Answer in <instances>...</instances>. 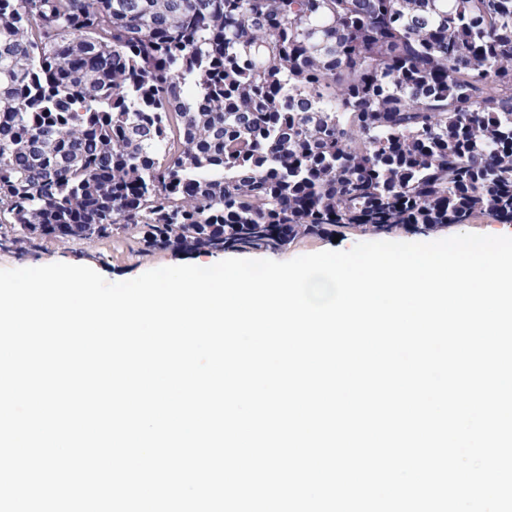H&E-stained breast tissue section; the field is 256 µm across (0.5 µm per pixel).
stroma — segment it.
I'll return each mask as SVG.
<instances>
[{
  "label": "stroma",
  "instance_id": "1",
  "mask_svg": "<svg viewBox=\"0 0 512 512\" xmlns=\"http://www.w3.org/2000/svg\"><path fill=\"white\" fill-rule=\"evenodd\" d=\"M462 233L512 236V223L505 224L491 215L478 214L472 216L466 223L451 224L423 237L408 231L397 233L396 238L402 242H415L421 238L432 242ZM364 240L363 234L351 229H343L340 230L338 237L304 238L269 256L275 261H287L301 255L324 250L345 251ZM225 258L226 255L222 252L190 253L172 249L142 254L138 252L133 241L125 237L91 245L63 241L50 243L35 239L16 247L0 248V269L25 268L32 262L42 265L63 262L90 267L106 281L116 283L136 278L148 270L159 267L195 265L205 260L217 263Z\"/></svg>",
  "mask_w": 512,
  "mask_h": 512
}]
</instances>
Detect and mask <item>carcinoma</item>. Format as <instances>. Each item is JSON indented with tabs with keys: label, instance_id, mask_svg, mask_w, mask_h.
<instances>
[{
	"label": "carcinoma",
	"instance_id": "cac0c4a2",
	"mask_svg": "<svg viewBox=\"0 0 512 512\" xmlns=\"http://www.w3.org/2000/svg\"><path fill=\"white\" fill-rule=\"evenodd\" d=\"M512 0H0V246L512 221Z\"/></svg>",
	"mask_w": 512,
	"mask_h": 512
}]
</instances>
